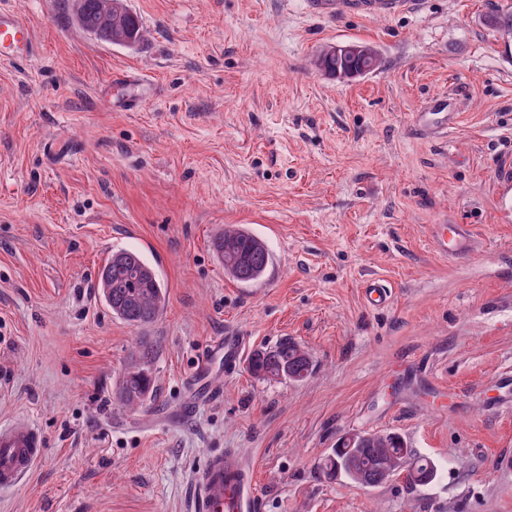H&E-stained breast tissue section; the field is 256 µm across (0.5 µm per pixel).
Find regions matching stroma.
Wrapping results in <instances>:
<instances>
[{"instance_id": "1", "label": "stroma", "mask_w": 512, "mask_h": 512, "mask_svg": "<svg viewBox=\"0 0 512 512\" xmlns=\"http://www.w3.org/2000/svg\"><path fill=\"white\" fill-rule=\"evenodd\" d=\"M38 48L0 62V422L45 453L0 512H192L209 456L255 467L254 512H512V0H423L395 16L317 18L304 0H128L145 40L101 44L68 0H0ZM376 47L379 69L335 78L326 46ZM148 79L120 105L118 73ZM456 117L414 116L436 94ZM470 234L443 256L435 225ZM272 266L237 284L210 249L224 226ZM144 252L163 312L134 327L97 286L113 251ZM391 293L370 308L369 281ZM211 403H188L216 338ZM312 360L263 381L251 352L283 339ZM134 364L154 391L115 393ZM396 433L438 467L374 488L328 478L345 433Z\"/></svg>"}]
</instances>
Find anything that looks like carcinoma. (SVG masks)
<instances>
[{
    "mask_svg": "<svg viewBox=\"0 0 512 512\" xmlns=\"http://www.w3.org/2000/svg\"><path fill=\"white\" fill-rule=\"evenodd\" d=\"M77 25L95 39L132 47L143 39L140 17L125 0H72ZM367 54L336 53L330 46L317 58L319 70L336 78L350 75L368 63L377 69L382 58L366 46ZM211 247L224 264V273L239 283L247 284L264 276L271 262L266 244L244 228L227 227L211 239ZM98 287L112 314L135 327L152 323L165 305V292L153 267L137 252L119 250L107 259L99 272ZM251 373L262 380H274L282 370L286 379L303 381L311 375L308 352L298 343L285 339L271 348L255 350L249 358ZM153 392L152 377L143 368H134L124 376L119 399L127 406L142 404ZM352 448L337 441L332 454L323 462V472L332 478L344 476L352 483L377 487L396 475L405 474L412 486L427 485L438 474L435 462L418 455L396 434L372 441L365 434L357 435Z\"/></svg>",
    "mask_w": 512,
    "mask_h": 512,
    "instance_id": "cac0c4a2",
    "label": "carcinoma"
}]
</instances>
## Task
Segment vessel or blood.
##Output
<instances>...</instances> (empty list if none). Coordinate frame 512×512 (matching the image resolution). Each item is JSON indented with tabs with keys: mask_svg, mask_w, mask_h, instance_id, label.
Here are the masks:
<instances>
[{
	"mask_svg": "<svg viewBox=\"0 0 512 512\" xmlns=\"http://www.w3.org/2000/svg\"><path fill=\"white\" fill-rule=\"evenodd\" d=\"M413 0H306V7L317 17L343 15L394 16L407 11ZM36 50L32 29L27 21L10 9L0 8V62L27 59ZM448 108L446 95L438 94L418 113L416 125L426 129L430 116H439ZM44 437L31 424L0 423V490L24 481L43 455ZM253 473L236 454L210 456L194 478L196 512H251Z\"/></svg>",
	"mask_w": 512,
	"mask_h": 512,
	"instance_id": "vessel-or-blood-1",
	"label": "vessel or blood"
}]
</instances>
